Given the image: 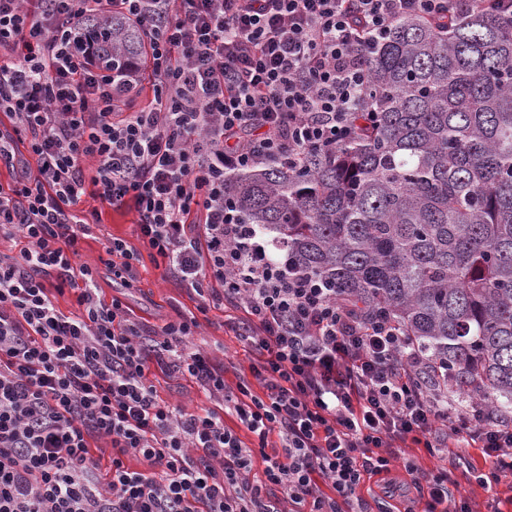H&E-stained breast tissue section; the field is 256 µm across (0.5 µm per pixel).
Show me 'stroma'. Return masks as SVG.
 Here are the masks:
<instances>
[{"label":"stroma","mask_w":512,"mask_h":512,"mask_svg":"<svg viewBox=\"0 0 512 512\" xmlns=\"http://www.w3.org/2000/svg\"><path fill=\"white\" fill-rule=\"evenodd\" d=\"M81 208L85 213L100 215L99 223L92 226L91 235L83 244L82 259L96 269L102 299L121 297L127 306L128 319L146 332L160 331L172 321L197 318L200 327L195 336L190 337L189 348L216 353L224 363V381L228 390H236L244 380L253 393L263 394L262 384L250 376L251 351L234 329L244 315L243 309L229 303L202 306L195 292L157 266L149 255L150 249L140 234L133 210L107 206L89 195L84 197ZM111 237L122 238L142 257L131 286H123L114 280L102 261V246ZM152 379L164 399L189 409L205 408L222 413L225 425L236 427L235 417L224 411L223 400L210 396L191 378L156 368L152 371ZM396 454L398 460L389 472L365 478L361 486L360 494L368 502L370 512H403L407 507L412 512H424L426 500L417 493L412 475L403 466L407 459L423 472L447 470L450 492L455 497L465 498L473 512H487L494 499L499 500L501 512H512V492L506 485L493 489L476 481V471L489 468L480 449L451 447L432 455L426 449L407 443L397 449Z\"/></svg>","instance_id":"stroma-1"}]
</instances>
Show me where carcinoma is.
Returning a JSON list of instances; mask_svg holds the SVG:
<instances>
[{"mask_svg":"<svg viewBox=\"0 0 512 512\" xmlns=\"http://www.w3.org/2000/svg\"><path fill=\"white\" fill-rule=\"evenodd\" d=\"M125 73L141 28L78 29ZM353 136L226 177L289 269L394 322L456 389L512 411V16L485 6L404 16L366 51Z\"/></svg>","mask_w":512,"mask_h":512,"instance_id":"1","label":"carcinoma"}]
</instances>
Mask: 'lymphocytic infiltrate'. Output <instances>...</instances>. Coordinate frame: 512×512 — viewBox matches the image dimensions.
<instances>
[{"instance_id":"f902f5d3","label":"lymphocytic infiltrate","mask_w":512,"mask_h":512,"mask_svg":"<svg viewBox=\"0 0 512 512\" xmlns=\"http://www.w3.org/2000/svg\"><path fill=\"white\" fill-rule=\"evenodd\" d=\"M480 2L0 0V112L10 118L0 162L13 173L0 238L23 242L0 254V512H280L283 501L294 512H365L360 486L388 471L393 445L436 454L445 431L466 434L491 485L512 489V417L421 385L429 362L390 320L366 319L322 279L289 270L224 190L226 174L349 138L365 47L396 19ZM112 13L147 36V106L136 102L137 67L116 75L94 46L72 47L75 26ZM89 192L131 207L153 255L188 288L215 281L242 306L265 397L243 383L225 393L215 357L187 346L198 321L146 335L120 299H99L80 254ZM67 289L72 316L51 297ZM154 364L223 398L238 429L162 399ZM414 483L425 512H472L447 473Z\"/></svg>"}]
</instances>
